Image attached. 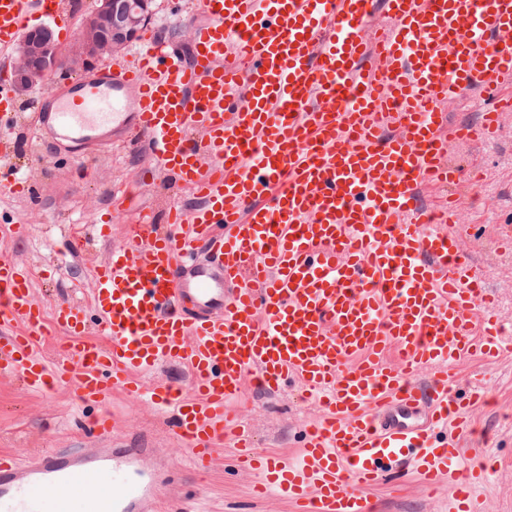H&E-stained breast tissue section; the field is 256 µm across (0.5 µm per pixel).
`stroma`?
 Instances as JSON below:
<instances>
[{"label": "stroma", "instance_id": "1", "mask_svg": "<svg viewBox=\"0 0 512 512\" xmlns=\"http://www.w3.org/2000/svg\"><path fill=\"white\" fill-rule=\"evenodd\" d=\"M18 140L21 158L29 164L40 196L32 210L25 203L0 198V212H30L28 234L9 242L8 248L22 266L35 270L57 259L54 282L38 276L32 280L36 297L45 305L62 298L89 303L90 293L82 286L85 265L103 260L109 244L125 241L128 218L117 217L110 243H95L81 260L60 253L57 239L61 230L71 221L83 226L93 223L97 211L110 207L113 191H134L138 206L158 209L173 189L163 182L138 186L135 176L146 164L139 155L116 149L89 164L81 150L58 144L32 149L30 129H22ZM448 155L458 167L477 162L483 168L479 185L464 180L456 188L466 206L463 222L469 227L463 249L496 300L494 316L512 324V252H503L497 244L498 233L512 234V116L505 117L494 142L454 143ZM455 372L462 384L475 373L484 377V397L470 411L473 429L459 434L458 440L475 459L496 461V470L483 489L487 512H512V351L491 363L476 357L464 360ZM233 411L243 418L259 447L273 453L298 448L304 426L319 414L316 404L296 390L269 392L250 379L245 380ZM90 414L69 390L29 391L15 379L0 378V451L25 457L40 448L98 447L99 439L83 428ZM110 414L116 439L131 444L148 440L160 448L163 460L180 469L179 480L169 488L172 497L196 493L201 512H293L291 505L278 497H252L253 477L233 467L231 440L217 447L210 474L198 480L192 475L189 453L170 434L168 416L149 398L114 393ZM365 494L373 512H448L446 490L426 494L412 478L398 486L380 481Z\"/></svg>", "mask_w": 512, "mask_h": 512}]
</instances>
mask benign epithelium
Segmentation results:
<instances>
[{"instance_id":"1","label":"benign epithelium","mask_w":512,"mask_h":512,"mask_svg":"<svg viewBox=\"0 0 512 512\" xmlns=\"http://www.w3.org/2000/svg\"><path fill=\"white\" fill-rule=\"evenodd\" d=\"M152 0H96L75 31L66 51H61L53 29L44 25L20 42L13 67V87L23 94L57 72L80 74L99 62L117 60L114 49L140 36L151 20Z\"/></svg>"}]
</instances>
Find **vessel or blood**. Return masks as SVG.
<instances>
[{"label": "vessel or blood", "mask_w": 512, "mask_h": 512, "mask_svg": "<svg viewBox=\"0 0 512 512\" xmlns=\"http://www.w3.org/2000/svg\"><path fill=\"white\" fill-rule=\"evenodd\" d=\"M191 41L144 36L122 61L73 80L51 105L17 112L0 75V195L30 200L16 129L72 147L123 141L148 157L139 179L190 190L141 210L125 243L90 275L92 309H46L0 250V376L29 390L71 388L112 436V391L149 397L192 469L234 421L246 376L266 390L305 387L322 412L302 447L272 456L237 430L253 495L296 512H371L363 490L385 476L448 487L449 512H486L494 463L474 465L437 437L461 420L453 370L512 347V331L475 318L492 307L465 260L458 140L488 142L512 114V0H201ZM68 35L63 0H0V56L34 19ZM479 87L480 123L447 107ZM420 185L444 190L421 205ZM107 344L87 336L88 320ZM19 321L23 330L9 331ZM60 336L52 358L41 339ZM168 367L190 381L144 388ZM431 370L428 388L416 381ZM150 448L0 454V512H195L166 500ZM53 497H46L47 488Z\"/></svg>", "instance_id": "obj_1"}]
</instances>
